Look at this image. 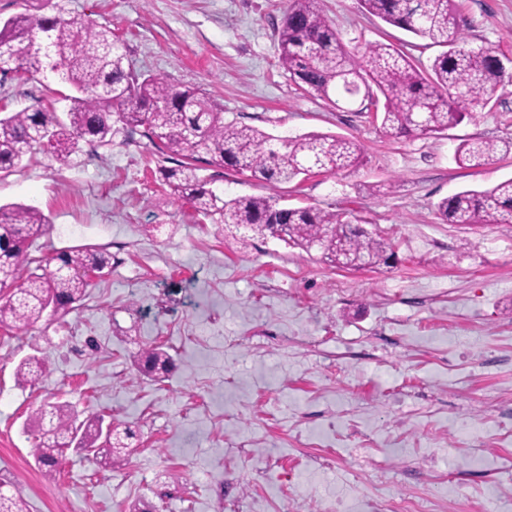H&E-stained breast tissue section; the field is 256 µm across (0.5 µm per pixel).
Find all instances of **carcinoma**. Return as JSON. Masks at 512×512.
I'll return each instance as SVG.
<instances>
[{
    "instance_id": "cac0c4a2",
    "label": "carcinoma",
    "mask_w": 512,
    "mask_h": 512,
    "mask_svg": "<svg viewBox=\"0 0 512 512\" xmlns=\"http://www.w3.org/2000/svg\"><path fill=\"white\" fill-rule=\"evenodd\" d=\"M366 13L443 48L430 71L422 72L408 57L384 43L348 49L319 7V0H288L277 31L278 61L306 90L334 106L361 98L375 110L383 128L395 135L432 136L487 107L506 76L502 60L488 49L468 47L456 0H361ZM56 15L38 18L27 12L0 21V71L21 75L51 74L70 89L62 96L65 112L53 105L25 107L0 114V173L22 165L38 150L68 165L82 155V143L101 147L112 138L143 128L154 151L167 160L162 169L172 195L189 201L214 224L252 237L270 236L289 246L342 266L350 257L357 267L386 265L392 245L371 231L352 228L346 213L310 207L289 208L272 196L226 199L208 187L199 163L231 166L268 182L289 183L314 170L351 172L362 162L358 143L339 135L278 137L257 128L224 122V112L194 87H174L164 78L133 70L112 30L92 21ZM512 152V141L465 140L456 161L481 168L497 154ZM437 210L450 224L512 222V177L488 189H462L440 201ZM48 226L36 208L0 205V324L19 330L37 324L49 309L68 310L81 302L94 279L105 275L112 255L102 247L77 246L39 259L29 257L34 239ZM174 368L162 345L142 352L140 369L153 381ZM17 378L36 382L45 363L22 359ZM48 424L33 448L44 473H59L63 452L92 455L107 467L125 460L135 436L128 426L102 414L79 420L61 404H41L32 414ZM0 512H25V503L0 488Z\"/></svg>"
}]
</instances>
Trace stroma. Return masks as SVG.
I'll return each mask as SVG.
<instances>
[{
    "label": "stroma",
    "mask_w": 512,
    "mask_h": 512,
    "mask_svg": "<svg viewBox=\"0 0 512 512\" xmlns=\"http://www.w3.org/2000/svg\"><path fill=\"white\" fill-rule=\"evenodd\" d=\"M473 48L512 61V0H460ZM348 47L391 43L414 63L428 40L365 13L359 0H320ZM68 18L112 29L132 66L203 90L225 122L277 136L355 139L351 173L315 172L270 184L234 170L225 197L275 196L291 207L350 212L395 251L390 264L346 269L274 239L241 241L177 201L146 138L117 135L62 166L37 153L0 177V204L40 210L50 228L38 257L107 248L112 266L77 310L21 332L0 326V481L27 512H222L223 486L241 512H365L371 496L419 497L438 508L457 496L449 472L512 512L482 481L512 487V446L465 457L450 436L498 442L500 395L512 392V224H450L436 205L464 188L512 177V154L479 169L457 164L465 139H512V83L486 108L434 136L386 132L370 112L339 111L278 64L287 0H65ZM51 76L0 79V112L36 105ZM165 343L173 371L155 382L135 366ZM50 369L18 380L28 356ZM131 426L125 465L67 452L56 477L32 456L41 402ZM337 448L325 470L315 448Z\"/></svg>",
    "instance_id": "obj_1"
}]
</instances>
